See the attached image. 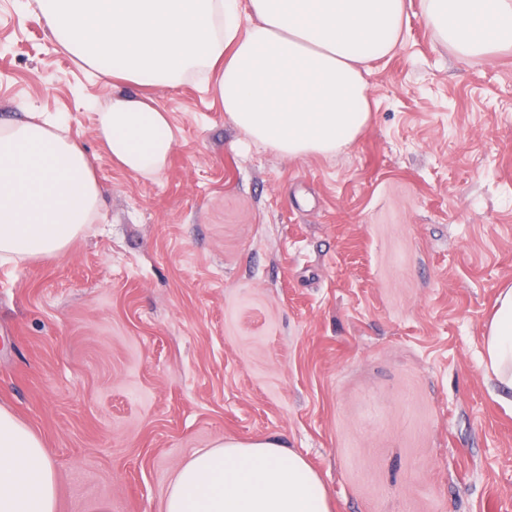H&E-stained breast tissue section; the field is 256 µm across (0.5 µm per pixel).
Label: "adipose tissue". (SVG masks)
Returning <instances> with one entry per match:
<instances>
[{"mask_svg":"<svg viewBox=\"0 0 512 512\" xmlns=\"http://www.w3.org/2000/svg\"><path fill=\"white\" fill-rule=\"evenodd\" d=\"M65 54L114 93L98 115L104 149L151 176L175 143L154 98L198 76L215 80L225 114L248 139L288 157L331 155L370 119L367 62L398 46L406 0H31ZM423 20L450 51L482 57L512 46V0H423ZM105 191L59 119L0 121V263L52 260L93 223ZM494 398L512 409V286L484 333ZM56 471L41 438L0 406V512H55ZM165 512H329V493L277 439L219 443L177 472Z\"/></svg>","mask_w":512,"mask_h":512,"instance_id":"1","label":"adipose tissue"}]
</instances>
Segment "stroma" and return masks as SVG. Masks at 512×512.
I'll return each mask as SVG.
<instances>
[{"label":"stroma","instance_id":"obj_1","mask_svg":"<svg viewBox=\"0 0 512 512\" xmlns=\"http://www.w3.org/2000/svg\"><path fill=\"white\" fill-rule=\"evenodd\" d=\"M413 4L331 156L250 142L213 91L159 88L150 177L96 133L112 88L0 0V118L62 113L107 203L62 258L0 265V405L43 440L56 512H164L221 440L280 439L331 512H512V412L481 366L512 284V49L460 58Z\"/></svg>","mask_w":512,"mask_h":512}]
</instances>
